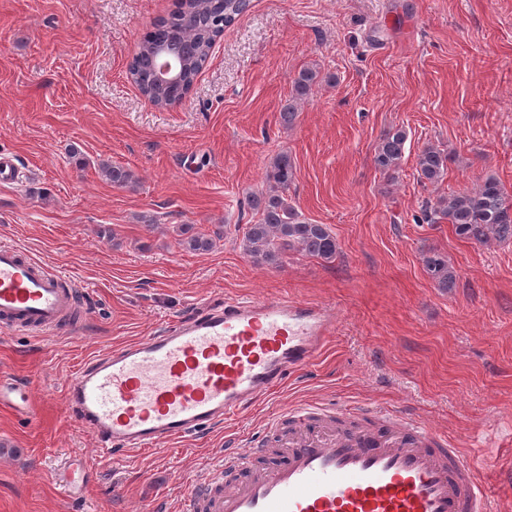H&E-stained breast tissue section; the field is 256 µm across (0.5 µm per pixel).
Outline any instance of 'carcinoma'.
<instances>
[{"mask_svg":"<svg viewBox=\"0 0 512 512\" xmlns=\"http://www.w3.org/2000/svg\"><path fill=\"white\" fill-rule=\"evenodd\" d=\"M248 6L249 0H178L176 9L153 25L133 56L129 73L139 92L160 108L179 103L200 74L216 39ZM189 39L195 43L196 51L184 60L180 79L168 85L157 84L155 49L178 48ZM321 80L316 70L298 73L292 96L280 112L282 124H294L299 103ZM406 141L407 133L402 128L383 132L375 150L376 167L385 173H395L401 165ZM450 160L448 154L432 145L422 148L416 159L419 180L439 183ZM101 171L115 186L137 185L134 174L122 166L103 163ZM295 177L296 168L288 153L277 154L266 174L265 190L251 199L259 220L248 225L242 236V249L247 256L272 266L278 264L284 253L294 250L323 260L336 258L338 243L327 225L301 219L288 201V189ZM438 218L448 220L456 235L477 244L512 240V197L493 176L480 180L470 190L439 199L426 214L431 222ZM180 233L184 235L180 245L189 251L204 253L214 246L213 235L195 230L192 224L181 225ZM422 265L439 287L447 289L454 283V272L442 254L434 250L425 252Z\"/></svg>","mask_w":512,"mask_h":512,"instance_id":"obj_1","label":"carcinoma"}]
</instances>
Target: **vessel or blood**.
<instances>
[{
	"instance_id": "b4317fda",
	"label": "vessel or blood",
	"mask_w": 512,
	"mask_h": 512,
	"mask_svg": "<svg viewBox=\"0 0 512 512\" xmlns=\"http://www.w3.org/2000/svg\"><path fill=\"white\" fill-rule=\"evenodd\" d=\"M77 293L60 270L0 246V330L68 332ZM335 312L285 297L228 298L83 363L66 403L97 446L154 449L246 414L325 350ZM377 426L312 432L254 471L263 443L232 442L220 476L199 480L181 512H490L474 466L447 438L390 411Z\"/></svg>"
}]
</instances>
